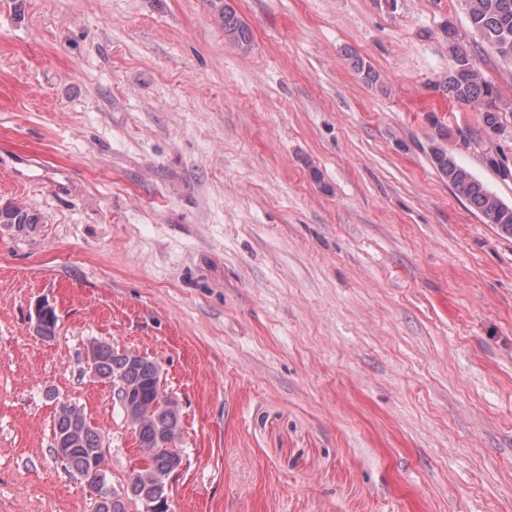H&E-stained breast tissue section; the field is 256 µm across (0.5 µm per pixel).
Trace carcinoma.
Returning <instances> with one entry per match:
<instances>
[{
    "label": "carcinoma",
    "instance_id": "obj_1",
    "mask_svg": "<svg viewBox=\"0 0 512 512\" xmlns=\"http://www.w3.org/2000/svg\"><path fill=\"white\" fill-rule=\"evenodd\" d=\"M207 2L224 28V37L242 49L248 48L249 30L227 0ZM462 2L470 26L488 48L501 58L512 61V0ZM444 32L451 64L448 72L433 83V89L460 106L481 105L483 130L487 133L501 131V111L507 108V104L501 100L496 87L474 65L470 46L464 43L454 25L447 23ZM351 61L363 84H377L379 74L371 65L355 56ZM435 129L431 148V161L435 168L447 179L454 193L483 216L485 223L493 225L499 234L512 237V205L505 204L491 192L441 144L448 139L447 128L437 124ZM37 223V217L24 208L0 207V224H16L20 229H31ZM97 350L99 376L115 384L117 396L130 393L139 402L142 418L133 430L139 447L155 448L157 452L149 458L147 467L139 470L137 484L119 489L106 484L92 485L90 489L99 498L112 496V512H142L145 499L167 494L166 486L159 485L158 478L173 470L175 459L162 449L161 441H171L180 435V410L171 407L169 400L161 395L159 374L152 360L135 361L126 351L109 344L99 343ZM75 413L74 407L61 404L54 414L53 435L54 440L61 441L66 448L60 462L76 477L92 464L106 462V450L100 435L89 425L78 436L68 437Z\"/></svg>",
    "mask_w": 512,
    "mask_h": 512
}]
</instances>
